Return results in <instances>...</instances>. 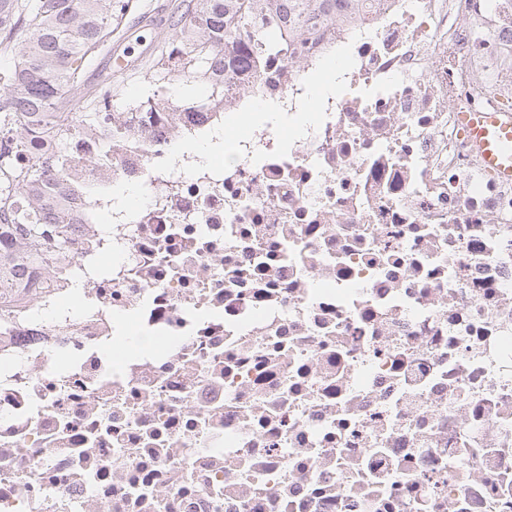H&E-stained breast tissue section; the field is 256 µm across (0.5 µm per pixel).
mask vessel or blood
<instances>
[{
  "label": "vessel or blood",
  "mask_w": 512,
  "mask_h": 512,
  "mask_svg": "<svg viewBox=\"0 0 512 512\" xmlns=\"http://www.w3.org/2000/svg\"><path fill=\"white\" fill-rule=\"evenodd\" d=\"M459 123L466 146L478 154L485 169L512 181V111L463 112Z\"/></svg>",
  "instance_id": "b4317fda"
}]
</instances>
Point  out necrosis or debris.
I'll use <instances>...</instances> for the list:
<instances>
[{
	"instance_id": "obj_1",
	"label": "necrosis or debris",
	"mask_w": 512,
	"mask_h": 512,
	"mask_svg": "<svg viewBox=\"0 0 512 512\" xmlns=\"http://www.w3.org/2000/svg\"><path fill=\"white\" fill-rule=\"evenodd\" d=\"M297 50L71 135L67 255L0 311V512H512V181L456 119L512 110V0Z\"/></svg>"
}]
</instances>
